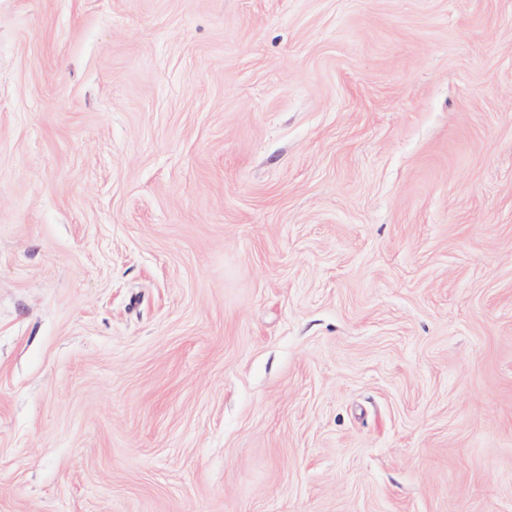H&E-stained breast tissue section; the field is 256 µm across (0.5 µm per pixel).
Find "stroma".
<instances>
[{
  "instance_id": "35a3bbf8",
  "label": "stroma",
  "mask_w": 512,
  "mask_h": 512,
  "mask_svg": "<svg viewBox=\"0 0 512 512\" xmlns=\"http://www.w3.org/2000/svg\"><path fill=\"white\" fill-rule=\"evenodd\" d=\"M0 512H512V0H0Z\"/></svg>"
}]
</instances>
